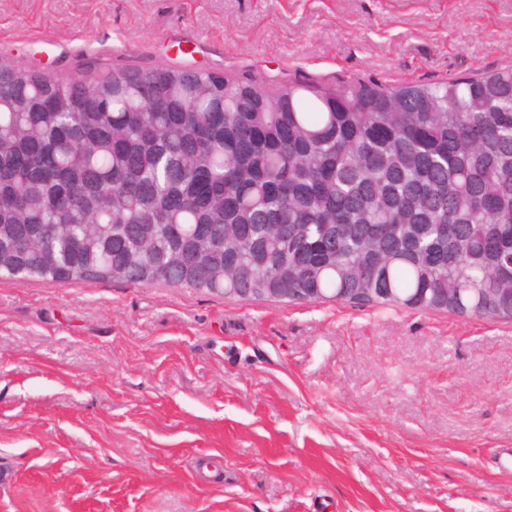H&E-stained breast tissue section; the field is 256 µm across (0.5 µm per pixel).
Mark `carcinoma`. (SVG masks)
Wrapping results in <instances>:
<instances>
[{
	"label": "carcinoma",
	"instance_id": "carcinoma-1",
	"mask_svg": "<svg viewBox=\"0 0 512 512\" xmlns=\"http://www.w3.org/2000/svg\"><path fill=\"white\" fill-rule=\"evenodd\" d=\"M0 276L512 321V68L270 88L1 62Z\"/></svg>",
	"mask_w": 512,
	"mask_h": 512
}]
</instances>
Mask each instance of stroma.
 <instances>
[{
	"instance_id": "35a3bbf8",
	"label": "stroma",
	"mask_w": 512,
	"mask_h": 512,
	"mask_svg": "<svg viewBox=\"0 0 512 512\" xmlns=\"http://www.w3.org/2000/svg\"><path fill=\"white\" fill-rule=\"evenodd\" d=\"M281 87L512 66V0H0V62ZM512 322L0 278V512H512Z\"/></svg>"
}]
</instances>
